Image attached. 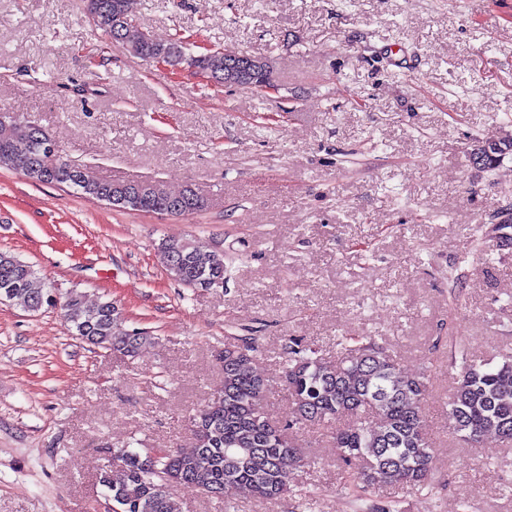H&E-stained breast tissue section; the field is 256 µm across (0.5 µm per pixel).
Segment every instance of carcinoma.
Returning <instances> with one entry per match:
<instances>
[{"instance_id":"carcinoma-1","label":"carcinoma","mask_w":512,"mask_h":512,"mask_svg":"<svg viewBox=\"0 0 512 512\" xmlns=\"http://www.w3.org/2000/svg\"><path fill=\"white\" fill-rule=\"evenodd\" d=\"M136 0H87L94 26L112 40L130 44L134 55L164 57L207 72L226 85L246 86L253 79L273 80L264 59L220 52L195 55L177 36L159 43L134 30ZM54 144L36 122L0 108V165L23 172L35 183L64 185L118 208L172 216L195 214L205 201L186 187L171 192L156 182L93 181L85 172L48 153ZM470 152L472 164L493 169L512 153L511 140H479ZM166 272L187 288L207 291L224 286V254L200 242L168 238L160 244ZM55 288L33 266L0 252V300L38 311ZM61 310L74 335L99 348L134 354L152 340L147 334L129 336L114 303L94 306L84 295L67 292ZM338 359L329 361L301 339L290 338L284 351L283 393L294 405L285 423L266 413L270 380L256 371L260 354L256 338L231 337L221 353L223 380L209 402L193 416L194 445L153 448L141 454L124 442L110 445L112 457L98 474L111 512H179L170 489L177 485L224 500L227 487L258 504L276 501L293 490L296 476L287 462L304 461L298 434L307 428L330 433L338 461L360 458L364 467L346 473V480L366 494L381 485L431 490L430 440L423 406L429 393L424 373H406L379 343L378 337L343 336L336 340ZM373 416L376 423H366ZM449 416L452 431L476 448L494 434L512 443V356L490 365L463 361L453 387Z\"/></svg>"}]
</instances>
